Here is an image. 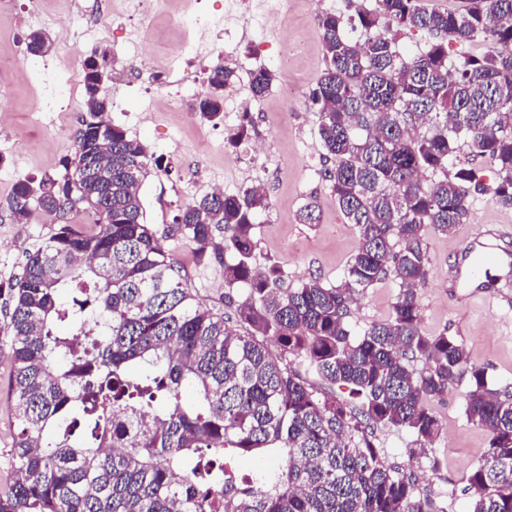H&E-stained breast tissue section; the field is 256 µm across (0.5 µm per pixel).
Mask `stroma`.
Instances as JSON below:
<instances>
[{
    "label": "stroma",
    "instance_id": "35a3bbf8",
    "mask_svg": "<svg viewBox=\"0 0 512 512\" xmlns=\"http://www.w3.org/2000/svg\"><path fill=\"white\" fill-rule=\"evenodd\" d=\"M87 13L99 14L108 22L102 47L110 53L111 78L102 91L118 108L109 120L139 140L148 153L160 157L161 169L152 170L143 182L140 197L148 223L156 228L173 224L185 203L209 193L220 183L225 193L238 194L255 183H263L269 205L257 219L258 246L252 263L263 269L279 263L292 283L312 277L336 283L359 244L358 232L349 224L332 196L324 178L327 161L319 144L318 115L306 97L325 66L324 49L316 14L343 8L344 0H286L291 23H278L258 32L264 51L240 47L231 58L251 68L277 70L280 59L288 61V78L301 85L304 94L295 103L296 112L288 127H281L278 113L282 104L275 93L255 100L257 129L264 138L260 156L250 154L249 145L232 147L224 124H203L186 119L180 112H153L149 105L153 85L130 78L124 59L127 37H146L158 70L175 63L172 48L183 31L175 16L193 17L206 11L213 23L202 40L209 48V63L224 55V0H160L148 18L128 17V0H80ZM42 18L32 13L31 0H14L9 12L0 13V56H13L26 35L40 29ZM52 49L42 56H27L23 65L7 78L11 97L7 111L0 112V200L7 197L23 178L38 179L54 173L68 154L84 115L82 97L72 98L67 112H37L35 98L45 93L55 58L74 53L71 43L53 38ZM207 153L205 165L196 156ZM317 198L320 221L300 223L297 214L310 198ZM486 224L512 225V207L496 204L487 194L476 195L466 221L452 233L426 229L424 244L429 259L427 279L418 289L420 323L424 332L448 331L464 345L469 366L485 369L496 387H512V309H501L484 301L463 304L448 291L455 272L456 252ZM59 227L58 220L37 214L19 223L0 210V287L8 286L21 272L26 252L34 250ZM164 246L185 267L191 288L199 300L214 312L224 313V270L218 264L196 262L188 241L165 239ZM397 288L386 280L367 288L351 307L348 324L361 332L371 323L384 320L395 300ZM12 367L7 350L0 349V481L8 473V453L21 424L13 412ZM467 381L449 388L431 407L442 423L433 442L422 445L408 431L383 428L378 442L389 460L416 476L420 490L435 497L446 512H467L466 493L470 468L481 461L489 448L490 436L464 413Z\"/></svg>",
    "mask_w": 512,
    "mask_h": 512
}]
</instances>
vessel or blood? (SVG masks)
Returning <instances> with one entry per match:
<instances>
[{"mask_svg":"<svg viewBox=\"0 0 512 512\" xmlns=\"http://www.w3.org/2000/svg\"><path fill=\"white\" fill-rule=\"evenodd\" d=\"M510 238L512 226L489 224L463 245L457 257L456 274L448 282L455 296L479 297L499 306L512 300L489 286V277L494 272L502 280L512 279V251L504 247Z\"/></svg>","mask_w":512,"mask_h":512,"instance_id":"1","label":"vessel or blood"}]
</instances>
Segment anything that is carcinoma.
Here are the masks:
<instances>
[{
    "instance_id": "1",
    "label": "carcinoma",
    "mask_w": 512,
    "mask_h": 512,
    "mask_svg": "<svg viewBox=\"0 0 512 512\" xmlns=\"http://www.w3.org/2000/svg\"><path fill=\"white\" fill-rule=\"evenodd\" d=\"M383 19L433 41L406 60ZM317 24L326 67L309 101L332 162L324 177L359 232L335 285H291L277 262L254 270L256 218L268 206L261 183L239 195L207 193L162 232L147 223L139 190L160 158L108 119L107 52L85 57L88 117L74 153L57 174L18 180L4 201L19 222L40 211L62 224L0 288L22 424L0 512H443L385 457L377 431L436 439L429 402L467 370L465 414L490 435L468 475L469 512H512V395L468 367L456 337L421 330L418 297L426 227L447 233L464 223L475 194L512 207V0L448 9L375 0L372 9L323 13ZM450 38L490 50L450 62ZM26 45L39 55L52 42L32 31ZM236 74L224 60L211 66L200 119L223 117ZM273 80L268 69L252 71L253 97ZM462 145L496 165L493 188L473 164L448 170ZM74 212L83 221H67ZM170 234L198 261L224 268V306L246 332L197 301L163 246ZM387 279L398 288L388 318L350 339L356 295ZM82 336L94 337L91 347ZM290 356L349 387L350 399L314 387ZM244 455L267 465L240 475Z\"/></svg>"
}]
</instances>
